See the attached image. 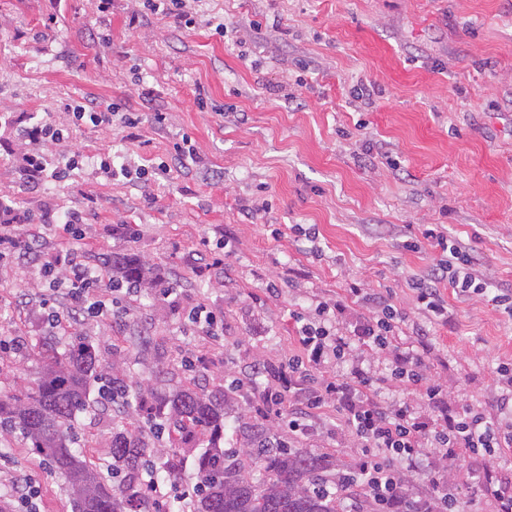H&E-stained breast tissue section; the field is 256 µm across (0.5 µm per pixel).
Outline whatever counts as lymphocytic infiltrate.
I'll use <instances>...</instances> for the list:
<instances>
[{
	"instance_id": "obj_1",
	"label": "lymphocytic infiltrate",
	"mask_w": 512,
	"mask_h": 512,
	"mask_svg": "<svg viewBox=\"0 0 512 512\" xmlns=\"http://www.w3.org/2000/svg\"><path fill=\"white\" fill-rule=\"evenodd\" d=\"M84 222L81 212L66 215L55 227V245L50 248L42 225L18 223L15 208L0 200V260L21 249L32 253V262L46 284L40 300L45 324L51 329L64 328L70 335L89 318L107 317L112 305L127 294L123 288L105 287L103 268L90 265L91 243L82 229ZM420 235L448 252L447 258L433 263L411 283L430 319L444 318L447 312L442 287L489 294L487 282L480 280L471 265L468 248L449 244L436 227H422ZM348 294L358 298L366 310L353 329L336 325L337 314L346 309L341 299L296 314L297 353L282 358L272 371L265 361L255 360L251 378L233 380L232 387L251 392L250 410L255 416L276 417L294 434L313 432L323 408L336 410L347 436L364 451L355 479L366 496L391 512H410L404 479L393 468V461L405 463L412 473L423 449L462 448L483 456L497 448H511L512 434L499 435L478 410L449 407L447 393L428 371L431 348L426 329L418 331L417 350L400 351L396 340L404 317L392 296L366 291L364 285L353 282ZM377 350L391 353L389 377L377 376L363 365L364 352ZM342 363L349 369L340 375L336 367ZM388 384L401 391V398L383 400ZM416 393L425 397L429 414L412 406L410 397ZM143 486L149 506H160L163 512H194L192 488L175 481L164 488L152 476L145 478Z\"/></svg>"
}]
</instances>
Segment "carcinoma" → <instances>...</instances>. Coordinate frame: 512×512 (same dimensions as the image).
<instances>
[{"label":"carcinoma","instance_id":"obj_1","mask_svg":"<svg viewBox=\"0 0 512 512\" xmlns=\"http://www.w3.org/2000/svg\"><path fill=\"white\" fill-rule=\"evenodd\" d=\"M103 264L112 268L117 286L159 285L153 269L136 258L106 257ZM31 352L43 363L42 375L34 388L0 391V433L19 435L65 478L72 512H138L148 464L154 460L159 471L176 478L192 452L201 477L196 512H336V498L326 490L324 472L330 464L324 459L265 436L245 448L223 446L226 392L206 395L187 385L160 397L115 362L111 373L97 372L98 351L80 335L62 357L52 354L47 342ZM93 378L112 385L118 395L134 396L145 414V427L115 431L107 443L117 475L112 484L104 482L91 460L72 451L74 420L89 407ZM167 430L177 437L167 446L155 445ZM244 456L262 463L263 480L253 477Z\"/></svg>","mask_w":512,"mask_h":512}]
</instances>
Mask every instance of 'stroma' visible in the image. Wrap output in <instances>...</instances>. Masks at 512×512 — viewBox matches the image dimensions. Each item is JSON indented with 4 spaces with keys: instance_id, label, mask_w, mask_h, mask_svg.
<instances>
[{
    "instance_id": "obj_1",
    "label": "stroma",
    "mask_w": 512,
    "mask_h": 512,
    "mask_svg": "<svg viewBox=\"0 0 512 512\" xmlns=\"http://www.w3.org/2000/svg\"><path fill=\"white\" fill-rule=\"evenodd\" d=\"M0 0V197L21 220L52 224L84 212L92 259L129 254L161 277L184 274L169 297L140 289L126 314L88 320L79 332L104 367L124 363L152 385L196 381L206 390L295 353L296 312L336 299L351 280L392 293L413 347L419 313L410 280L438 255L404 243L420 224H441L470 248L479 274L512 288V0H193L194 26L171 18L133 24L136 0ZM277 18L254 35L250 23ZM157 93L155 125L137 97ZM117 106L111 125L75 127L76 105ZM138 113L142 142L121 116ZM43 119L73 131L86 154L144 167L145 179L107 180L82 165L66 179L32 183L22 164L34 146L21 127ZM191 139L198 159L172 166L173 146ZM228 236L224 267L192 277L202 238ZM281 295L266 299L262 282ZM43 283L28 256L0 266V336L23 350L0 355V388L34 386L40 362L29 346L47 336L33 299ZM447 323L431 327L432 377L451 407L496 416L495 368L512 358V319L445 289ZM224 316V334L203 338L186 323L198 303ZM203 364L188 370L187 351ZM229 395L224 445L245 427L270 429ZM93 404L78 416L74 446L108 470L104 444L134 417ZM327 433L290 443L327 456L332 473L356 471L357 449ZM512 477V450L472 456L461 448L424 456L407 486L431 498L433 476L469 512H495L479 476ZM38 475L40 512H72L64 478L14 436H0V512H11L9 478Z\"/></svg>"
}]
</instances>
